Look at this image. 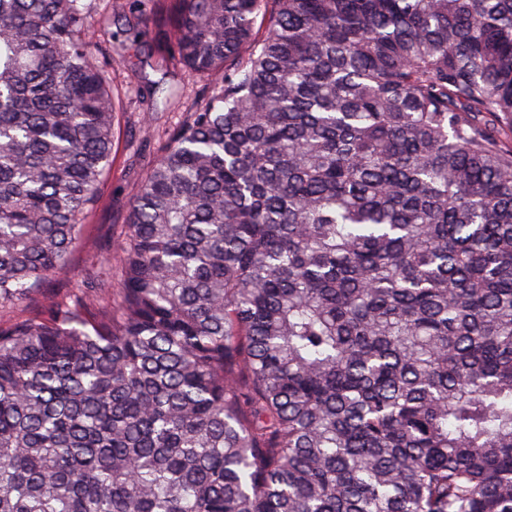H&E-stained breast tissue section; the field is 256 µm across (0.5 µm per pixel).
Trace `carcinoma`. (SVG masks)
Listing matches in <instances>:
<instances>
[{"label": "carcinoma", "mask_w": 512, "mask_h": 512, "mask_svg": "<svg viewBox=\"0 0 512 512\" xmlns=\"http://www.w3.org/2000/svg\"><path fill=\"white\" fill-rule=\"evenodd\" d=\"M211 81L84 296L0 322V512H512V0H172ZM0 0V306L69 268L117 77Z\"/></svg>", "instance_id": "carcinoma-1"}]
</instances>
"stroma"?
I'll return each instance as SVG.
<instances>
[{
  "mask_svg": "<svg viewBox=\"0 0 512 512\" xmlns=\"http://www.w3.org/2000/svg\"><path fill=\"white\" fill-rule=\"evenodd\" d=\"M116 0H91L87 18L90 41L106 53L118 80L123 107L115 126L110 178L88 217L68 273L53 285L64 295L74 280L96 270L118 237L130 198L157 157V134L178 124L196 101L201 83L171 62L154 36L117 37L121 24Z\"/></svg>",
  "mask_w": 512,
  "mask_h": 512,
  "instance_id": "stroma-1",
  "label": "stroma"
}]
</instances>
